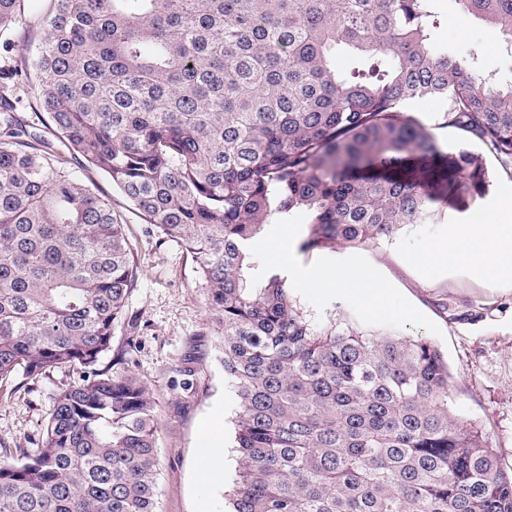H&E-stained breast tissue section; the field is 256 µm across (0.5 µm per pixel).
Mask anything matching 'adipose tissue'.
<instances>
[{"instance_id": "ef3b65f1", "label": "adipose tissue", "mask_w": 512, "mask_h": 512, "mask_svg": "<svg viewBox=\"0 0 512 512\" xmlns=\"http://www.w3.org/2000/svg\"><path fill=\"white\" fill-rule=\"evenodd\" d=\"M450 262L512 282V224H454L441 247Z\"/></svg>"}]
</instances>
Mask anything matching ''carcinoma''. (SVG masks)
Wrapping results in <instances>:
<instances>
[{"mask_svg":"<svg viewBox=\"0 0 512 512\" xmlns=\"http://www.w3.org/2000/svg\"><path fill=\"white\" fill-rule=\"evenodd\" d=\"M24 2L0 0V33ZM50 2L36 55L0 70V381L88 376L37 447L0 455V512H158V405L97 369L136 282L124 219L57 167L56 140L198 263L236 400L228 512H512V473L452 414L433 343L319 326L250 262L299 213L302 250L360 246L453 221L434 201L481 203L492 159L512 176V84L437 40L444 0ZM451 2L512 56V0ZM32 71L53 141L9 115ZM424 98L454 147L408 113Z\"/></svg>","mask_w":512,"mask_h":512,"instance_id":"obj_1","label":"carcinoma"}]
</instances>
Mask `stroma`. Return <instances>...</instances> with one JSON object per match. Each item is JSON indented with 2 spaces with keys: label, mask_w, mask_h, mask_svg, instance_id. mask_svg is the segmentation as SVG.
<instances>
[{
  "label": "stroma",
  "mask_w": 512,
  "mask_h": 512,
  "mask_svg": "<svg viewBox=\"0 0 512 512\" xmlns=\"http://www.w3.org/2000/svg\"><path fill=\"white\" fill-rule=\"evenodd\" d=\"M46 0H33L10 34L14 47L0 55V68L32 58L43 29L34 15ZM439 38L449 48L478 54L482 67L512 82V57L499 38L475 20L449 11ZM62 168L79 171L86 184L124 216L137 264L138 280L126 305V321L114 332L100 369L132 374L158 403L159 512H224L235 487L236 462L228 460L221 480L207 479L197 448L204 426L220 421L232 437L236 401L224 380L220 336L211 320L198 265L179 243L163 237L133 210L108 176L80 170L79 160L58 146ZM303 216L267 225L252 249L260 268H275L288 278L294 298L320 323L339 319L361 331L418 337L435 343L453 374L451 410L461 423H480L490 433L504 470L512 469V284L489 281L461 266L449 265L439 247L447 224H413L393 238L359 247L339 244L304 253ZM315 264L370 269L388 283L379 296L304 285ZM467 301L482 307L475 324L447 319L442 305ZM84 371L62 365L35 379L15 377L0 385V448H32L40 439L56 393L79 384Z\"/></svg>",
  "instance_id": "stroma-1"
}]
</instances>
